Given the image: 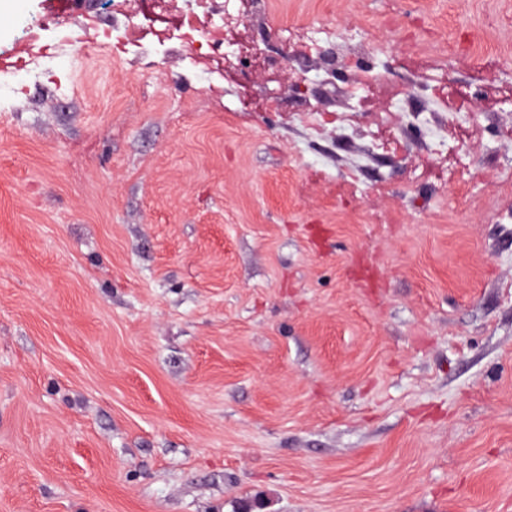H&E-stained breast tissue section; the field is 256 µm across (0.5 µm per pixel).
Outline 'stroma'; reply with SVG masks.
<instances>
[{
  "mask_svg": "<svg viewBox=\"0 0 512 512\" xmlns=\"http://www.w3.org/2000/svg\"><path fill=\"white\" fill-rule=\"evenodd\" d=\"M358 74L83 46L0 95V512H512V0H269Z\"/></svg>",
  "mask_w": 512,
  "mask_h": 512,
  "instance_id": "1",
  "label": "stroma"
}]
</instances>
